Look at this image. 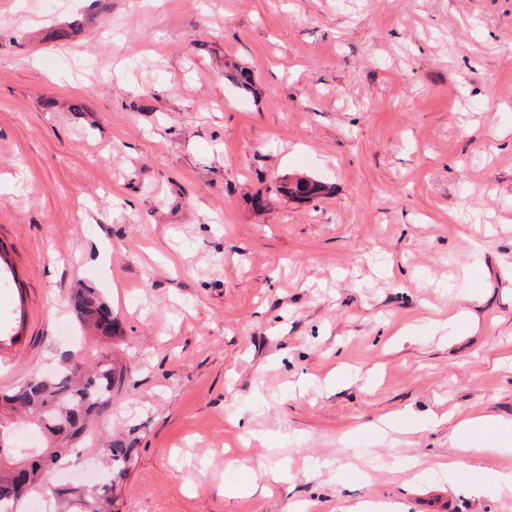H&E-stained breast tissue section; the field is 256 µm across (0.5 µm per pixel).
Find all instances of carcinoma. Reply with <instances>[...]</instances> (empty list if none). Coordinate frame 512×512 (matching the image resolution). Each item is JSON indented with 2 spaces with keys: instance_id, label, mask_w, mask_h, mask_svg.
I'll use <instances>...</instances> for the list:
<instances>
[{
  "instance_id": "1",
  "label": "carcinoma",
  "mask_w": 512,
  "mask_h": 512,
  "mask_svg": "<svg viewBox=\"0 0 512 512\" xmlns=\"http://www.w3.org/2000/svg\"><path fill=\"white\" fill-rule=\"evenodd\" d=\"M322 190L321 184L304 175L278 187L279 192L298 198H311ZM73 307L81 322L104 336H112V312L93 290L87 288L76 294ZM62 363V370L56 375L34 376L16 391L0 395V512H13L17 500L6 499L4 495L19 475L30 491L47 490L50 471L70 461L93 420L112 408L115 387L121 385L127 372V367L112 363L110 355L86 367L75 354L67 353ZM26 421H33L44 430L50 447L19 461L10 438L14 426ZM133 452L131 442L109 440L103 453L110 479L99 496L86 499L76 488L56 486L51 490L52 497L69 506L79 505L80 512H112L115 478L127 471Z\"/></svg>"
}]
</instances>
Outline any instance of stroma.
<instances>
[{
  "label": "stroma",
  "instance_id": "obj_1",
  "mask_svg": "<svg viewBox=\"0 0 512 512\" xmlns=\"http://www.w3.org/2000/svg\"><path fill=\"white\" fill-rule=\"evenodd\" d=\"M0 184V392L126 364L117 512H512V0H0ZM296 176L298 177H294L292 180L289 178L288 182L280 185L277 191L298 198H311L322 192L323 186L318 182L304 175ZM73 307L81 322L92 326L104 336H112V312L92 289L87 288L76 294Z\"/></svg>",
  "mask_w": 512,
  "mask_h": 512
}]
</instances>
